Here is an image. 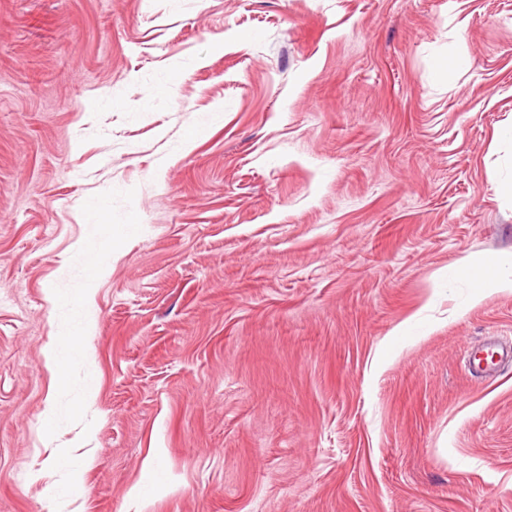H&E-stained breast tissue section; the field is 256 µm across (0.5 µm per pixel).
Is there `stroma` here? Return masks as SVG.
Returning a JSON list of instances; mask_svg holds the SVG:
<instances>
[{
    "label": "stroma",
    "instance_id": "obj_1",
    "mask_svg": "<svg viewBox=\"0 0 512 512\" xmlns=\"http://www.w3.org/2000/svg\"><path fill=\"white\" fill-rule=\"evenodd\" d=\"M511 126L512 0H0V512H512V292L443 276L512 261ZM109 260L101 253H89L80 244L62 268L63 288L50 294L58 336L62 339L51 347L49 354L59 367L69 360L82 337L89 334L95 277L106 273ZM92 269L94 274L90 272ZM466 367L476 378H488L512 368V342L489 336L481 347L466 346Z\"/></svg>",
    "mask_w": 512,
    "mask_h": 512
}]
</instances>
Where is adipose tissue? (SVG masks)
I'll return each instance as SVG.
<instances>
[{
	"label": "adipose tissue",
	"instance_id": "adipose-tissue-1",
	"mask_svg": "<svg viewBox=\"0 0 512 512\" xmlns=\"http://www.w3.org/2000/svg\"><path fill=\"white\" fill-rule=\"evenodd\" d=\"M108 265V256L88 252L79 246L63 266V286L50 295L60 336L59 342L49 351L55 365H64L82 337L88 335L95 279L106 273Z\"/></svg>",
	"mask_w": 512,
	"mask_h": 512
}]
</instances>
